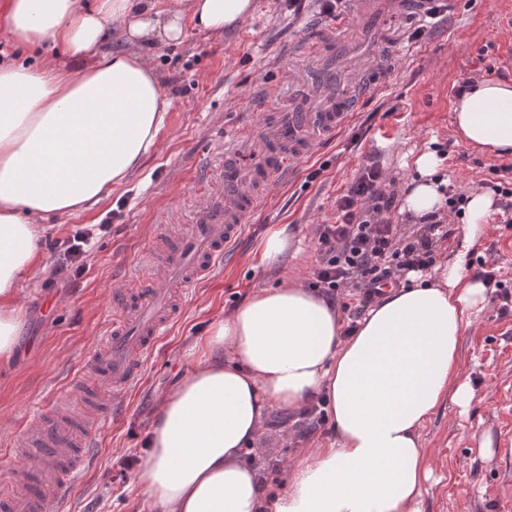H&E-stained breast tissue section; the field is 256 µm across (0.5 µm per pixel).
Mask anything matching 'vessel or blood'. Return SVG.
Instances as JSON below:
<instances>
[{
  "mask_svg": "<svg viewBox=\"0 0 512 512\" xmlns=\"http://www.w3.org/2000/svg\"><path fill=\"white\" fill-rule=\"evenodd\" d=\"M358 18L375 11L424 15L429 0H354ZM321 112H291L260 134L243 130L247 155L224 161L218 187L177 240L159 238L144 250L137 270L112 290V313L83 371L62 397L49 399L10 444L16 464L0 480V512H63L77 480L90 467L91 432L118 419L159 342L179 320L183 292L208 278L246 230L245 217L290 167L311 158L352 118L357 91H337L323 77Z\"/></svg>",
  "mask_w": 512,
  "mask_h": 512,
  "instance_id": "obj_1",
  "label": "vessel or blood"
}]
</instances>
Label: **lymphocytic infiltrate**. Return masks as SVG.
Wrapping results in <instances>:
<instances>
[{"label": "lymphocytic infiltrate", "instance_id": "1", "mask_svg": "<svg viewBox=\"0 0 512 512\" xmlns=\"http://www.w3.org/2000/svg\"><path fill=\"white\" fill-rule=\"evenodd\" d=\"M377 165L365 167L336 201V221L314 228L319 255L310 287L328 299L348 300L354 320L402 275L422 271L435 260V245L449 230L439 214L425 218L423 231L402 233L391 218L394 194L383 188Z\"/></svg>", "mask_w": 512, "mask_h": 512}]
</instances>
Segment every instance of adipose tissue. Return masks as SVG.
<instances>
[{
	"label": "adipose tissue",
	"mask_w": 512,
	"mask_h": 512,
	"mask_svg": "<svg viewBox=\"0 0 512 512\" xmlns=\"http://www.w3.org/2000/svg\"><path fill=\"white\" fill-rule=\"evenodd\" d=\"M252 0H8L0 41L52 42L82 61L35 69L0 61V363L21 326L18 284L40 263L42 222L91 209L157 146L170 102L139 55L100 51L108 22L121 43L183 39L186 21L221 32ZM468 144L512 155V83L477 76L454 108ZM401 210L444 209L436 151L415 160ZM494 195L472 193L452 260L409 273L343 337L335 306L298 282L256 289L189 349L192 367L156 413L135 490L153 512H420L431 463L419 431L445 403L475 398L460 338L488 304L469 254L487 231ZM335 439L298 449L283 486L263 494L242 458L272 411L299 413L317 397Z\"/></svg>",
	"instance_id": "ef3b65f1"
}]
</instances>
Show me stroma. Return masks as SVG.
<instances>
[{"mask_svg": "<svg viewBox=\"0 0 512 512\" xmlns=\"http://www.w3.org/2000/svg\"><path fill=\"white\" fill-rule=\"evenodd\" d=\"M253 5L234 29L205 32L189 21L182 43L155 41L149 53L171 102L159 149L92 209L47 221L40 266L18 285L22 326L14 353L0 364V476L16 464L9 442L24 420L63 392L93 351L112 309L111 287L134 269L148 240L180 234L192 223L200 179L216 181L226 135L283 112L322 111L324 100L311 91L322 74L334 75L340 86L373 89L356 100L348 126L272 187L234 255L182 295L181 318L126 398L123 417L95 432L93 465L74 487L69 512H148L132 489L137 471L123 460L145 456L154 411L191 367L188 345L254 289L307 277L318 257L314 227L334 222L337 198L362 167L379 163L393 188L414 176L416 157L438 142L449 146L442 173L459 193L477 190L483 180L501 181L489 169L504 157L458 140L453 108L464 80L489 71L512 81V0H456L435 29L413 42L405 38L417 25L413 18L390 23L384 33L342 13L326 16L314 0L298 14L283 0ZM330 28L337 31V51L301 54L304 40ZM283 225L294 245L277 267L265 268L260 244ZM79 228L91 233L92 250L84 269L67 276L58 271L62 251L49 244ZM470 261L472 273L495 272L512 292V224L492 216ZM460 355L476 397L464 412L445 402L421 429L433 465L421 512H512V306L490 295L465 329ZM302 429L296 417L270 414L265 436L248 452L264 492L283 485L285 464L308 440ZM486 435L493 440L488 455L480 446Z\"/></svg>", "mask_w": 512, "mask_h": 512, "instance_id": "1", "label": "stroma"}]
</instances>
